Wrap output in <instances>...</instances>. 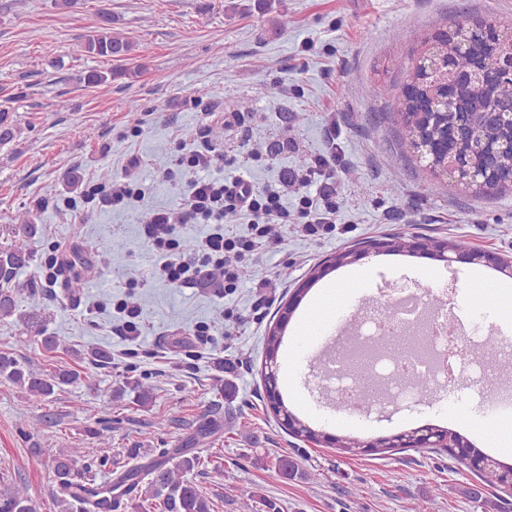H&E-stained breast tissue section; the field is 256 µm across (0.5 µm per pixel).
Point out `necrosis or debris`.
<instances>
[{"label":"necrosis or debris","mask_w":512,"mask_h":512,"mask_svg":"<svg viewBox=\"0 0 512 512\" xmlns=\"http://www.w3.org/2000/svg\"><path fill=\"white\" fill-rule=\"evenodd\" d=\"M431 291L400 288L373 301L354 335L338 340L322 374L337 403L359 412L447 395L449 383L474 392L495 374L478 353L484 337L443 316Z\"/></svg>","instance_id":"1"}]
</instances>
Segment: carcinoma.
Wrapping results in <instances>:
<instances>
[{"instance_id":"obj_1","label":"carcinoma","mask_w":512,"mask_h":512,"mask_svg":"<svg viewBox=\"0 0 512 512\" xmlns=\"http://www.w3.org/2000/svg\"><path fill=\"white\" fill-rule=\"evenodd\" d=\"M490 36L485 46L512 42V33L496 20L488 21ZM81 51L109 58H123L133 50V44L123 36L112 32V15L103 14L90 34L83 36ZM460 69L475 68L480 71L491 68L494 59L490 52L472 38L471 30L463 21H457L447 29H438L424 41L419 56L429 63L440 55ZM406 71L398 84V105L390 116L395 125L396 143L408 139L413 153L431 150L436 157L428 168L433 176L448 175L464 183L466 177L448 171V157L456 154L463 159L477 162V167L489 182L487 195L498 196L512 192V85L500 82L473 80L449 100H444L440 77L434 71H425L418 59L401 66ZM127 75L122 69L107 73L89 70L79 76L86 85H99ZM463 114L467 138L459 140L452 134L454 118ZM490 127L497 128L495 143L488 144L483 133ZM29 257L11 241L0 244V279L9 282L13 270L28 263ZM17 292L13 288L0 289V314L9 316L15 309ZM283 324L269 329L265 336V362L277 361L282 342ZM0 379L27 388L44 398H50L65 385H72L78 375L57 367L46 374L31 371L26 362L15 355L0 353ZM276 415L297 435L324 438V435L306 425L285 405L280 393H268ZM337 450L355 456L364 451L361 441L344 436L337 438ZM41 452L51 461L59 479L60 493L56 504L60 512H111L112 505L123 498H138L144 502V512H212L213 503L198 488L185 479V474L204 465L201 456L189 448H178L164 460L146 466H133L120 473L113 482H97L92 467L76 472L73 459L61 449L43 448ZM473 458L483 462L477 472L480 479L490 485L502 483L512 477V465L489 459L479 454ZM275 469L287 480H309L311 474L292 456L280 455L275 459ZM0 512H38L27 490L15 485L0 486Z\"/></svg>"}]
</instances>
